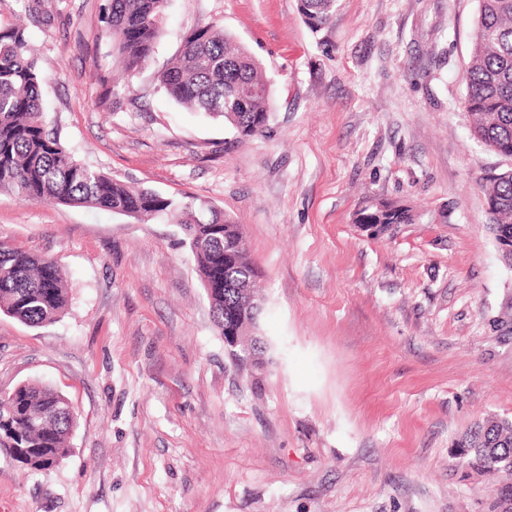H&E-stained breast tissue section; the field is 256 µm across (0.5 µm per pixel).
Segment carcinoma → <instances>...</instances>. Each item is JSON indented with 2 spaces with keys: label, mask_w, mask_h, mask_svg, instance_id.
Here are the masks:
<instances>
[{
  "label": "carcinoma",
  "mask_w": 512,
  "mask_h": 512,
  "mask_svg": "<svg viewBox=\"0 0 512 512\" xmlns=\"http://www.w3.org/2000/svg\"><path fill=\"white\" fill-rule=\"evenodd\" d=\"M167 0H110L104 34L112 42L114 66L132 77L150 60L161 37ZM335 0H299L315 29L327 24ZM160 85L180 106L211 117L244 140L268 126L273 98L261 63L223 28L206 26L182 43ZM464 108L471 135L495 152L512 157V0H479L466 71ZM42 78L26 28L0 29V192L28 201L90 207L138 221L159 215L182 226L219 329L238 327L255 346L254 368L264 365L265 343L257 336L261 309L254 305L259 268L246 246L224 262V249L243 232L224 211L205 202L164 197L135 187L77 159L49 127L41 102ZM131 93V83L112 82L101 105ZM491 219L512 226V169L485 177ZM358 224H410L414 215L398 201L369 198ZM66 278L54 260L0 240V311L31 326L56 321L67 309ZM75 408L61 392L30 381L0 392V448L27 468L49 469L64 458L77 428ZM470 463L508 482L497 488L512 502V421L488 419L462 445Z\"/></svg>",
  "instance_id": "carcinoma-1"
}]
</instances>
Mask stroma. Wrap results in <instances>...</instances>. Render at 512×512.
Segmentation results:
<instances>
[{
  "instance_id": "stroma-1",
  "label": "stroma",
  "mask_w": 512,
  "mask_h": 512,
  "mask_svg": "<svg viewBox=\"0 0 512 512\" xmlns=\"http://www.w3.org/2000/svg\"><path fill=\"white\" fill-rule=\"evenodd\" d=\"M0 0L23 20L46 119L80 160L241 224L262 272L259 377L230 362L185 236L85 207L0 194V237L53 259L69 305L0 312V391L37 380L79 426L56 466L0 448V512H506L460 445L512 419V264L483 179L512 168L463 108L479 0H168L134 103L112 78L109 0ZM217 25L273 80L267 129L235 142L158 82ZM368 198L415 221L371 238ZM335 2V0H299V9L307 22L317 29L327 24Z\"/></svg>"
}]
</instances>
